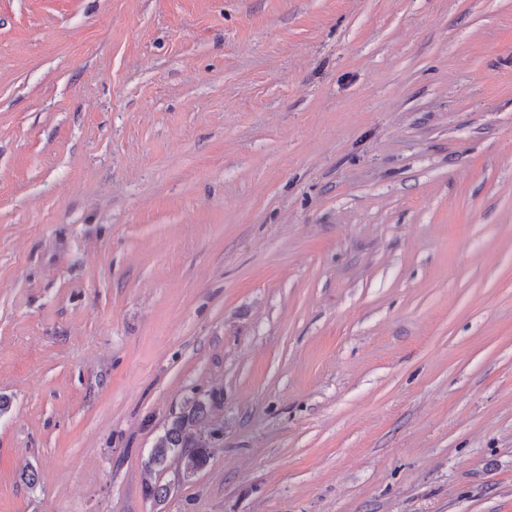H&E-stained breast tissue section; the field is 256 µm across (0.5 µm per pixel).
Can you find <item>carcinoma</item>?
Wrapping results in <instances>:
<instances>
[{
    "label": "carcinoma",
    "instance_id": "cac0c4a2",
    "mask_svg": "<svg viewBox=\"0 0 512 512\" xmlns=\"http://www.w3.org/2000/svg\"><path fill=\"white\" fill-rule=\"evenodd\" d=\"M208 406L209 402L203 398L189 401L158 438L145 462L146 471L163 466L172 457L181 466L183 479L188 480L207 465L217 434V430H207L204 426Z\"/></svg>",
    "mask_w": 512,
    "mask_h": 512
}]
</instances>
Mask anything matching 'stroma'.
I'll list each match as a JSON object with an SVG mask.
<instances>
[{
  "label": "stroma",
  "mask_w": 512,
  "mask_h": 512,
  "mask_svg": "<svg viewBox=\"0 0 512 512\" xmlns=\"http://www.w3.org/2000/svg\"><path fill=\"white\" fill-rule=\"evenodd\" d=\"M0 397V512H512V0H0ZM208 406L209 402L203 398L194 397L189 401L158 438L145 462L146 471L163 466L173 457L181 466L183 480H190L207 465L218 431L206 430L203 425Z\"/></svg>",
  "instance_id": "stroma-1"
}]
</instances>
